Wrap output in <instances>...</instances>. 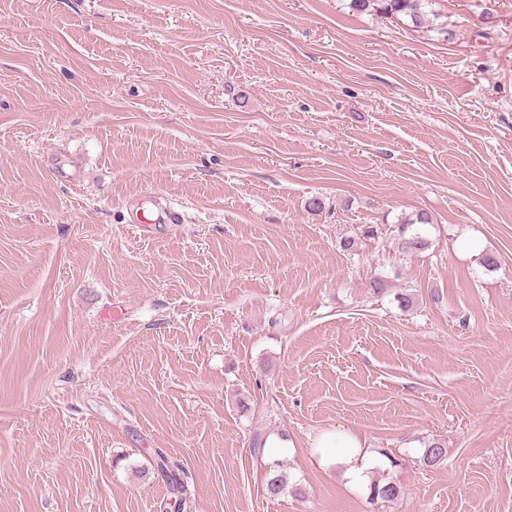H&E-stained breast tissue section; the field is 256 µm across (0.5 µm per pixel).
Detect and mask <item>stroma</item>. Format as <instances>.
I'll return each instance as SVG.
<instances>
[{"label":"stroma","instance_id":"1","mask_svg":"<svg viewBox=\"0 0 512 512\" xmlns=\"http://www.w3.org/2000/svg\"><path fill=\"white\" fill-rule=\"evenodd\" d=\"M431 9L0 0V512H512V0ZM352 10L360 13L390 16L406 19L415 28H429L439 34L448 33L443 23L439 24L440 15L428 10L432 0H349ZM432 16V17H431ZM142 203L141 214L137 217L135 224H174L177 222L176 213L171 209L156 206L151 197H146ZM151 204L152 206H147ZM432 223V218L427 212H418L410 217L400 220L398 249L410 256L418 255L428 249L430 239L424 229L419 226H425ZM415 227V228H414ZM317 446L318 448H335L336 463L347 467L346 474L351 481L360 483L363 480V471L371 458L365 449L361 448L356 437L339 431L325 436ZM161 471L166 475L169 481V488L171 494L175 497H179L178 507H182V502H186L188 474L182 469V467L174 462L168 461L166 458H161V462L158 464ZM184 500V501H183ZM403 494L401 487L395 482L379 480L372 482L369 487V498L371 501L393 502Z\"/></svg>","mask_w":512,"mask_h":512}]
</instances>
